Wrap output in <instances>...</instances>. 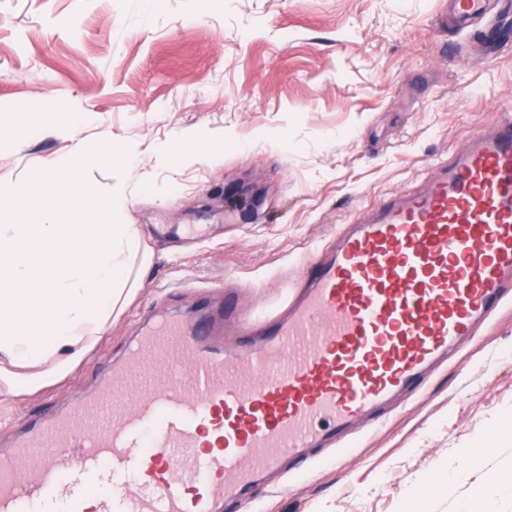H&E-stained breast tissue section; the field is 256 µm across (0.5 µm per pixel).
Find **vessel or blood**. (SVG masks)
Here are the masks:
<instances>
[{"mask_svg":"<svg viewBox=\"0 0 512 512\" xmlns=\"http://www.w3.org/2000/svg\"><path fill=\"white\" fill-rule=\"evenodd\" d=\"M452 7L489 54L512 41V0ZM289 286L232 348L215 336L237 297L218 315L154 318L94 397L0 451V512H223L284 457L354 448L348 427L418 390L512 294V118L360 214ZM135 373L148 380L132 392Z\"/></svg>","mask_w":512,"mask_h":512,"instance_id":"b4317fda","label":"vessel or blood"}]
</instances>
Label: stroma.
Returning <instances> with one entry per match:
<instances>
[{
  "instance_id": "stroma-1",
  "label": "stroma",
  "mask_w": 512,
  "mask_h": 512,
  "mask_svg": "<svg viewBox=\"0 0 512 512\" xmlns=\"http://www.w3.org/2000/svg\"><path fill=\"white\" fill-rule=\"evenodd\" d=\"M448 0H0V105L53 96L93 113L78 138L137 147L119 220L155 255L134 302L87 357L34 393L0 395V450L95 391L158 313H201L236 293L245 312L282 305L290 273L363 206L418 189L435 159L512 114V47L469 60L444 46ZM223 130L213 161L168 167L185 130ZM45 129L0 152L23 183L65 153ZM463 478L453 479L458 466ZM496 487L512 512V303L355 452L285 464L249 512H463Z\"/></svg>"
}]
</instances>
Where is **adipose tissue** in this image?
<instances>
[{"label":"adipose tissue","mask_w":512,"mask_h":512,"mask_svg":"<svg viewBox=\"0 0 512 512\" xmlns=\"http://www.w3.org/2000/svg\"><path fill=\"white\" fill-rule=\"evenodd\" d=\"M90 118L49 97L35 109L14 104L0 111V151ZM137 160L124 141L81 140L33 180L0 182V392L33 393L65 377L137 295L150 256L137 225L111 221L127 187L88 176Z\"/></svg>","instance_id":"ef3b65f1"}]
</instances>
